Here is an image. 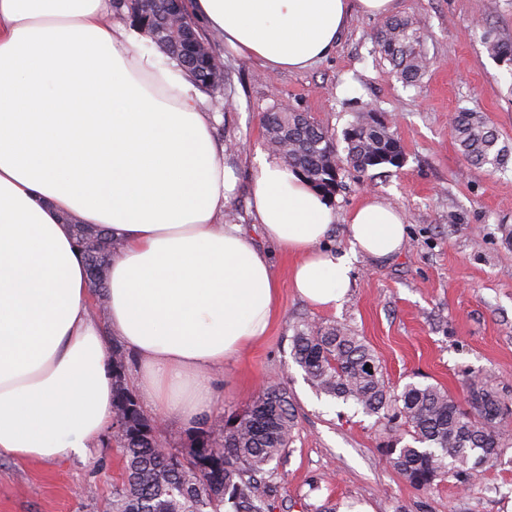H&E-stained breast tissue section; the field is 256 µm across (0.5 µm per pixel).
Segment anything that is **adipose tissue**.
Returning a JSON list of instances; mask_svg holds the SVG:
<instances>
[{"instance_id":"ef3b65f1","label":"adipose tissue","mask_w":512,"mask_h":512,"mask_svg":"<svg viewBox=\"0 0 512 512\" xmlns=\"http://www.w3.org/2000/svg\"><path fill=\"white\" fill-rule=\"evenodd\" d=\"M396 0H192L244 59L304 70L354 14ZM116 19L113 0H0V455L85 456L112 431L113 342L157 417L214 419V369L266 336L280 285L266 253L224 221L235 178L216 114L185 71ZM250 207L292 260L288 282L321 310L341 306L358 256L406 246L401 213L365 195L349 246L336 213L295 169L259 164ZM116 247L95 314L75 224Z\"/></svg>"}]
</instances>
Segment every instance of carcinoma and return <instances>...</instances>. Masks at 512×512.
<instances>
[{
	"label": "carcinoma",
	"instance_id": "1",
	"mask_svg": "<svg viewBox=\"0 0 512 512\" xmlns=\"http://www.w3.org/2000/svg\"><path fill=\"white\" fill-rule=\"evenodd\" d=\"M116 11L160 39L168 59L185 69L205 91L216 94L229 84L228 74L210 67L213 51L201 38L185 0H115ZM424 35L408 17L387 18L377 29L378 53L405 85L424 76L428 60ZM488 53L512 65V42L482 34ZM269 147L283 156L317 190L331 197L343 187L346 168L367 172L399 167L404 156L390 127L373 112H361L343 133V142L308 113L277 104L262 116ZM456 142L472 164L497 172L512 151L487 117L463 109L451 122ZM92 287L105 288L104 268L111 245L75 225ZM292 357L322 394L357 405L383 421L387 442L382 449L389 465L417 489H429L448 474L462 478L474 468L512 464V399L485 376L466 379L464 401L434 385L410 382L402 389L384 379L372 348L347 326L306 323L292 336ZM114 382L112 437L124 472L113 487L108 512H272L266 467L285 456L296 423L285 382L269 384L241 415L215 422L218 437H199L186 454L157 447L156 425L144 417L124 387L123 355L112 352ZM411 442L403 443L405 437Z\"/></svg>",
	"mask_w": 512,
	"mask_h": 512
}]
</instances>
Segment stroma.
I'll list each match as a JSON object with an SVG mask.
<instances>
[{
    "mask_svg": "<svg viewBox=\"0 0 512 512\" xmlns=\"http://www.w3.org/2000/svg\"><path fill=\"white\" fill-rule=\"evenodd\" d=\"M425 34L429 68L403 86L371 36L380 20L358 15L334 52L300 71H269L237 56L222 37L207 38L231 80L215 125L235 178L224 211L228 224H253L250 183L261 159L273 158L262 112L288 104L335 135L366 106L391 127L405 153L402 167L347 169L331 199L329 236L348 246L350 212L366 193L399 209L407 245L394 259L361 256L342 305L319 311L288 288L289 258L273 255L280 284L267 335L216 372L219 412L244 413L271 378L284 380L296 414L292 442L270 480L273 512H313L330 500L365 502L374 512H512V467L447 476L430 490L411 486L389 466L386 434L353 403L318 395L291 355L303 323H344L376 351L386 381L437 384L463 394L467 371L496 381L512 396V161L490 173L466 161L449 119L461 109L484 112L512 146V68L492 58L485 30L512 42V0H398ZM121 480L113 445L56 462L0 456V512H105Z\"/></svg>",
    "mask_w": 512,
    "mask_h": 512,
    "instance_id": "obj_1",
    "label": "stroma"
}]
</instances>
